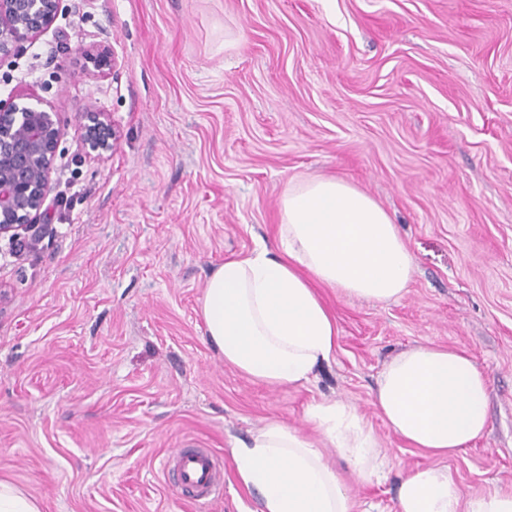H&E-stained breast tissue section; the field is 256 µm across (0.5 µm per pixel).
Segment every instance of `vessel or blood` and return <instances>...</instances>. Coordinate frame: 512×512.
Returning a JSON list of instances; mask_svg holds the SVG:
<instances>
[{
  "label": "vessel or blood",
  "mask_w": 512,
  "mask_h": 512,
  "mask_svg": "<svg viewBox=\"0 0 512 512\" xmlns=\"http://www.w3.org/2000/svg\"><path fill=\"white\" fill-rule=\"evenodd\" d=\"M173 462V488L180 496L203 504L224 491V468L209 448H176Z\"/></svg>",
  "instance_id": "vessel-or-blood-1"
}]
</instances>
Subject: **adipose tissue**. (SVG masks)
<instances>
[{"label":"adipose tissue","mask_w":512,"mask_h":512,"mask_svg":"<svg viewBox=\"0 0 512 512\" xmlns=\"http://www.w3.org/2000/svg\"><path fill=\"white\" fill-rule=\"evenodd\" d=\"M281 216L279 254L263 248L215 268L201 315L225 364L253 381L294 387L310 382L336 349V323L314 283L388 301L404 295L413 262L388 213L343 179L298 182L283 196ZM489 391L468 354L423 345L390 360L373 405L397 437L444 457L484 436ZM308 417L321 441L271 420L232 450L237 475L259 496L262 512H354L323 445L359 477L380 470L378 438L356 408L319 401ZM396 512H512V491L493 487L469 497L447 468L418 467L400 482Z\"/></svg>","instance_id":"adipose-tissue-1"}]
</instances>
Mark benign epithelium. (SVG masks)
Masks as SVG:
<instances>
[{"mask_svg":"<svg viewBox=\"0 0 512 512\" xmlns=\"http://www.w3.org/2000/svg\"><path fill=\"white\" fill-rule=\"evenodd\" d=\"M61 0H0V59L19 54L25 43L49 29L57 18ZM95 68L104 72L117 65L107 49L85 50ZM82 145L92 151H109L117 133L96 106L86 110ZM59 131L54 112L26 102L0 101V237L18 238V230L31 233L48 215L46 202L54 171Z\"/></svg>","mask_w":512,"mask_h":512,"instance_id":"7a95c632","label":"benign epithelium"}]
</instances>
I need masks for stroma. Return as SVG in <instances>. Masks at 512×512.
I'll return each mask as SVG.
<instances>
[{"mask_svg": "<svg viewBox=\"0 0 512 512\" xmlns=\"http://www.w3.org/2000/svg\"><path fill=\"white\" fill-rule=\"evenodd\" d=\"M95 45L115 69L87 63ZM0 100L48 105L60 131L38 250L0 239V479L43 512H261L232 448L269 419L314 434L322 400L381 444L379 478L327 456L355 512H395L404 472L434 459L373 393L427 344L490 381L486 435L445 466L466 495L512 490V0H62L0 61ZM90 105L119 134L99 156L80 142ZM329 176L397 224L407 291L320 289L333 359L302 386L248 380L207 339L205 281L276 250L288 188ZM183 447L219 454L221 498L173 493Z\"/></svg>", "mask_w": 512, "mask_h": 512, "instance_id": "1", "label": "stroma"}]
</instances>
